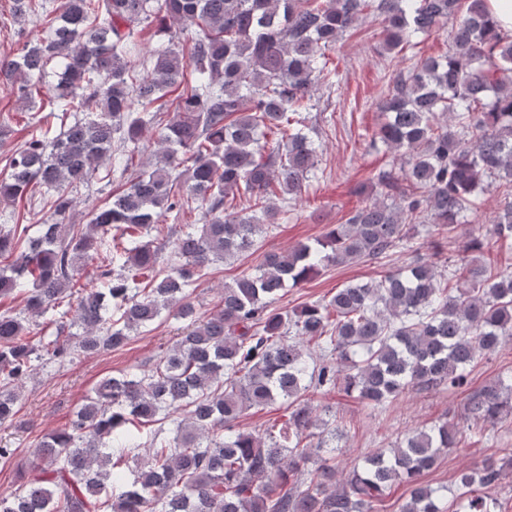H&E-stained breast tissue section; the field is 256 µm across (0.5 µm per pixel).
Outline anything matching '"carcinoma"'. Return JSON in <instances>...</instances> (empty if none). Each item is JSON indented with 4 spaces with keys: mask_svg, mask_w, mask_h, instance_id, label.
Wrapping results in <instances>:
<instances>
[{
    "mask_svg": "<svg viewBox=\"0 0 512 512\" xmlns=\"http://www.w3.org/2000/svg\"><path fill=\"white\" fill-rule=\"evenodd\" d=\"M12 13L41 22L47 37L1 58L0 80L29 103L47 65L62 70L49 114L0 179V205L32 199L36 185L57 191L51 219L0 222V301L24 297L20 312L0 313V428L15 421L41 354L64 362L108 351L165 313L187 325L151 370L100 381L26 457L0 445V466L19 477L0 512H374L396 483L410 490L400 512H440L421 476L457 447L455 424L413 428L339 482L326 463L306 467L322 443L303 440L328 426L312 391L338 387L375 408L412 391L466 389L477 358L512 338V276L481 259L512 254V33L486 0H64L56 13L12 0ZM366 13L381 18L388 52L449 29L448 51L396 70L378 105L370 145L401 163L379 167L327 240L263 254L198 315L195 283L256 252L281 213L271 197L307 189L319 145L304 113L334 73L326 50ZM171 22L187 50L143 54L144 26L167 32ZM52 117L72 121L56 135ZM153 128L155 161L87 224L66 223L81 188L127 172ZM490 192L492 228L448 272L416 259L324 303L275 307L321 270L377 261L422 233L439 255L440 239ZM191 211L203 224L183 222ZM162 217L178 223L164 272L166 243L151 235ZM96 256V278L79 283ZM66 293L75 301L65 327L52 314ZM51 324L59 335L47 341ZM278 400L287 402L278 429L237 428L246 411ZM465 410L475 434L512 422V375L471 390ZM499 476L493 462L463 470L454 512H496Z\"/></svg>",
    "mask_w": 512,
    "mask_h": 512,
    "instance_id": "1",
    "label": "carcinoma"
}]
</instances>
